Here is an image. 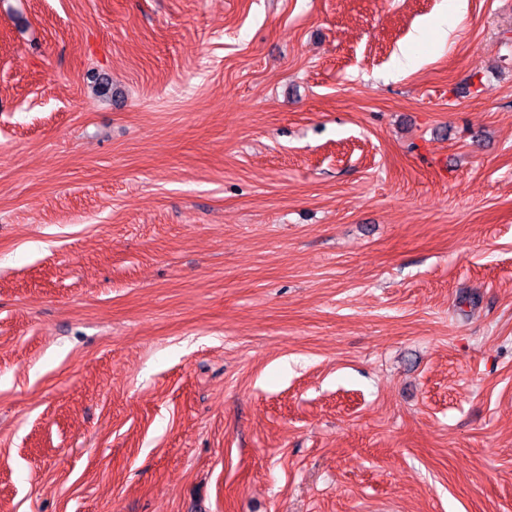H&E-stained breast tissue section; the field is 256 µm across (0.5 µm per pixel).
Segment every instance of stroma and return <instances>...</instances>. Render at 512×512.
I'll return each instance as SVG.
<instances>
[{
	"label": "stroma",
	"mask_w": 512,
	"mask_h": 512,
	"mask_svg": "<svg viewBox=\"0 0 512 512\" xmlns=\"http://www.w3.org/2000/svg\"><path fill=\"white\" fill-rule=\"evenodd\" d=\"M0 512H512V0H0Z\"/></svg>",
	"instance_id": "1"
}]
</instances>
